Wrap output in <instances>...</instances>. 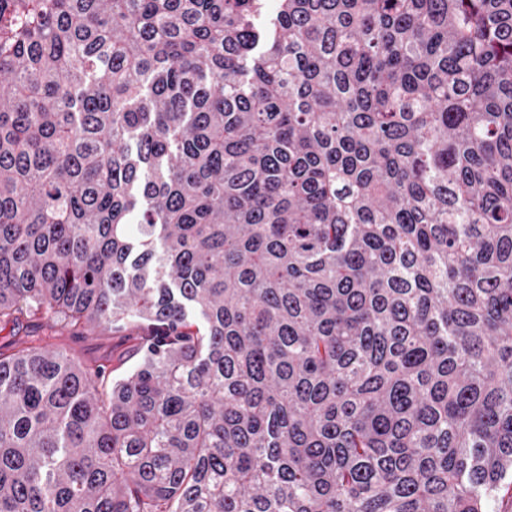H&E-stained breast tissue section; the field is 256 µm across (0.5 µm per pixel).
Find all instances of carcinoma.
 <instances>
[{"label": "carcinoma", "instance_id": "obj_1", "mask_svg": "<svg viewBox=\"0 0 512 512\" xmlns=\"http://www.w3.org/2000/svg\"><path fill=\"white\" fill-rule=\"evenodd\" d=\"M22 318L0 512H495L512 0H0ZM76 345L89 357H102L112 348V335L108 332L97 331Z\"/></svg>", "mask_w": 512, "mask_h": 512}]
</instances>
